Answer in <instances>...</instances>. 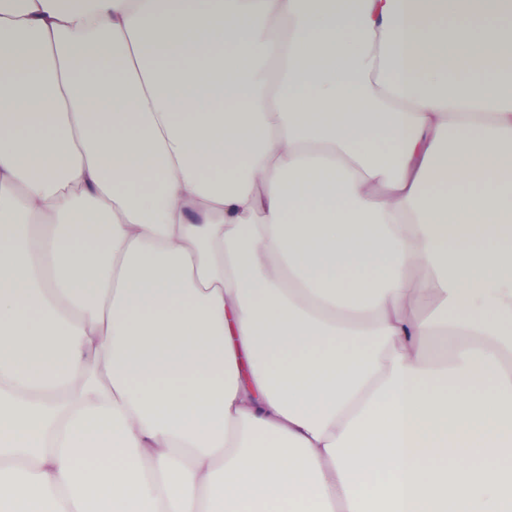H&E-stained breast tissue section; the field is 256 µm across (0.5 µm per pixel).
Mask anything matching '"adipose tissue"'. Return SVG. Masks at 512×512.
<instances>
[{
    "mask_svg": "<svg viewBox=\"0 0 512 512\" xmlns=\"http://www.w3.org/2000/svg\"><path fill=\"white\" fill-rule=\"evenodd\" d=\"M0 512H512V0H0Z\"/></svg>",
    "mask_w": 512,
    "mask_h": 512,
    "instance_id": "obj_1",
    "label": "adipose tissue"
}]
</instances>
